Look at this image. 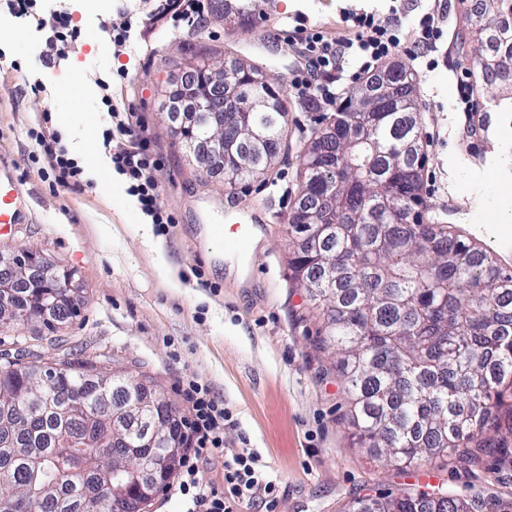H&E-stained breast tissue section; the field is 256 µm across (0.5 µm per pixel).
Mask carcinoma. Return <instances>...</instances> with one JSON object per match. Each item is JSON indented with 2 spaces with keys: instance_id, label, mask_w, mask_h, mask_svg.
Returning a JSON list of instances; mask_svg holds the SVG:
<instances>
[{
  "instance_id": "obj_1",
  "label": "carcinoma",
  "mask_w": 512,
  "mask_h": 512,
  "mask_svg": "<svg viewBox=\"0 0 512 512\" xmlns=\"http://www.w3.org/2000/svg\"><path fill=\"white\" fill-rule=\"evenodd\" d=\"M360 132L336 134V223L308 236L307 224L288 225L292 278L307 288L321 325L314 349L331 351L344 383L345 421L353 443L395 470L454 459L470 466L496 454L512 464V270L487 250L448 231L446 224L414 219L405 200H418L421 174L399 144L415 136L419 116L344 112ZM46 366L60 399L75 397L85 410L66 423L69 438L43 447L55 418L37 400L24 419H3L17 434L12 460L0 454V496L21 509L38 498L42 512H58L71 493L59 480L82 481L83 507L72 512H121L128 494L126 449L112 441V413L90 383L98 355L73 363L63 340ZM18 349L0 353V395L22 389L26 374ZM478 512L479 502L448 491H405L344 512Z\"/></svg>"
}]
</instances>
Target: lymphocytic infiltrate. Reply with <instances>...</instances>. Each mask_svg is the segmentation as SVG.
I'll use <instances>...</instances> for the list:
<instances>
[{"mask_svg":"<svg viewBox=\"0 0 512 512\" xmlns=\"http://www.w3.org/2000/svg\"><path fill=\"white\" fill-rule=\"evenodd\" d=\"M343 20L350 31L349 37L328 40L314 29L305 34L304 49L313 70L343 72L346 56L354 54L360 59L359 73L369 74L402 41L413 40L417 48L427 51L436 48L443 35L438 19L431 14L424 15L418 29L411 34L363 9L344 10ZM111 162L116 172L125 177L128 193L136 197L141 211L152 223H170V215L158 202L157 185L152 176L157 160L150 144L142 139L118 149ZM184 392L192 405V416L182 420L181 426L186 429L194 449L179 461L181 474L175 492L185 501L186 512H234L238 506L256 502L262 504L265 512H275L279 489L274 481L266 478L258 453L251 448L232 454L225 451L224 426L230 416L223 401L194 379L186 380ZM204 456L223 458L221 486L203 482L198 464Z\"/></svg>","mask_w":512,"mask_h":512,"instance_id":"obj_1","label":"lymphocytic infiltrate"}]
</instances>
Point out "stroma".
Instances as JSON below:
<instances>
[{
	"label": "stroma",
	"mask_w": 512,
	"mask_h": 512,
	"mask_svg": "<svg viewBox=\"0 0 512 512\" xmlns=\"http://www.w3.org/2000/svg\"><path fill=\"white\" fill-rule=\"evenodd\" d=\"M188 22L158 15L155 0H44L42 16L70 14L75 40L67 60L47 65L48 29L20 18L0 2V168L17 177L24 221L0 233V249L34 248L70 270L80 284V309L56 331L75 360L112 354L143 364L158 391L188 416L182 383L193 378L224 402L228 451L251 448L280 490L277 512H340L357 498L376 499L418 489L445 488L479 497L482 512H512V467L485 458L475 468L455 464L387 470L352 448L342 417L340 383L324 372L313 349L319 325L309 318L306 288L290 278L286 228L301 188L300 161L324 114L297 99L292 80L307 76L295 31L318 28L347 37L343 11L364 8L392 25L417 28L438 16L444 35L435 52L414 58L412 42L393 60L416 78L420 126L428 161L420 208L427 224L468 231L490 250L486 228L493 206L490 172L512 184L499 133L512 131V100L483 91L475 56L491 42L469 39L464 17L475 0H256L253 20L239 26L216 18L214 0H188ZM132 24L133 42L115 54L105 25ZM203 58L241 59L284 83L288 136L282 162L263 180L227 187L222 176L195 171L167 118L165 92L173 74ZM112 82L115 106L131 114V134L148 138L159 165L153 172L159 201L173 223L149 225L140 208H127L98 179L80 186L57 183L35 132H57L59 113L72 117V141L88 139L89 157L108 159L102 132L111 126L98 80ZM39 92H31V85ZM473 91L478 138L466 137L467 113L458 85ZM262 217L252 244L251 274L239 277L224 263L223 240L211 224H250ZM255 223V222H254Z\"/></svg>",
	"instance_id": "stroma-1"
}]
</instances>
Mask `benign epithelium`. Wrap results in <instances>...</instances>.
Returning <instances> with one entry per match:
<instances>
[{
    "label": "benign epithelium",
    "mask_w": 512,
    "mask_h": 512,
    "mask_svg": "<svg viewBox=\"0 0 512 512\" xmlns=\"http://www.w3.org/2000/svg\"><path fill=\"white\" fill-rule=\"evenodd\" d=\"M414 78L400 62L381 69L351 95L349 112H411ZM167 115L177 138L189 153L192 166L209 175L218 170L224 174L225 184L250 179L267 171L280 161L279 148L272 130L250 115L283 114V94L276 92L264 71L250 68L243 60L217 65L208 62L191 63L175 76L166 91ZM204 125V137L189 134ZM344 130V123L336 119L324 122L317 130L314 148H305L301 167L316 181L313 195L300 191V200L292 220L300 224L336 223V163L333 162L336 130ZM31 270L40 275L35 283L40 300L25 310L11 306L15 294V274ZM76 299L61 279V266L50 262L40 252L22 250L17 253L0 252V309L12 316L14 323L42 322L50 312L57 320L67 315V305ZM126 401L119 412L123 421L137 424L138 448H157L169 444L170 433L177 423L176 411L155 390L143 387L137 378H122ZM50 385V379L40 365L29 368L25 391L39 393ZM135 467L130 480L134 512H145L158 492L159 477L174 472L178 451L169 450L158 464L144 461L130 454Z\"/></svg>",
    "instance_id": "benign-epithelium-1"
}]
</instances>
